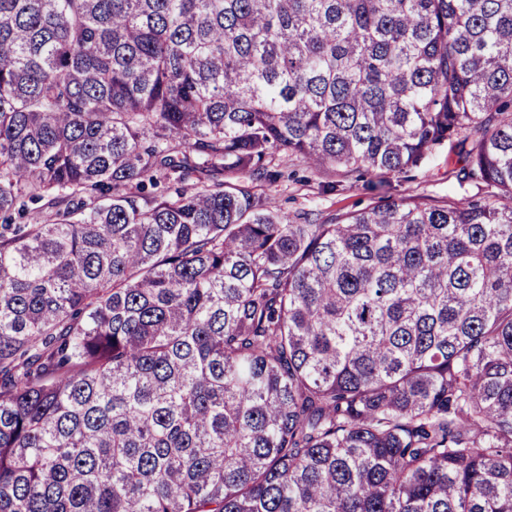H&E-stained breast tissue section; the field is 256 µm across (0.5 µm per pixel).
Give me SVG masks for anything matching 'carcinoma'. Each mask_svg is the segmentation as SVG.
<instances>
[{
    "label": "carcinoma",
    "mask_w": 512,
    "mask_h": 512,
    "mask_svg": "<svg viewBox=\"0 0 512 512\" xmlns=\"http://www.w3.org/2000/svg\"><path fill=\"white\" fill-rule=\"evenodd\" d=\"M0 512H512V0H0ZM448 149L446 145L434 151L408 180L397 175L380 178L370 174L344 179L333 173L314 171L299 159L288 158L280 168L288 173L295 172L296 177L263 183L259 188H263L271 202L281 210L288 213L313 210L320 214L322 221L389 199L415 197L464 201L486 195L485 190L475 186L460 187L453 177L448 176ZM331 182L336 188L324 190L322 185Z\"/></svg>",
    "instance_id": "1"
}]
</instances>
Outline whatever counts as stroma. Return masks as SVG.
I'll return each instance as SVG.
<instances>
[{"label": "stroma", "instance_id": "35a3bbf8", "mask_svg": "<svg viewBox=\"0 0 512 512\" xmlns=\"http://www.w3.org/2000/svg\"><path fill=\"white\" fill-rule=\"evenodd\" d=\"M281 168L291 172L292 177L265 184L264 190L272 203L288 213L312 210L324 220L389 199L415 197L458 201L483 195L481 189L458 185L449 176L448 150L444 147L434 151L425 164L407 179L396 175L380 178L370 174L345 179L314 171L296 158L286 159Z\"/></svg>", "mask_w": 512, "mask_h": 512}]
</instances>
